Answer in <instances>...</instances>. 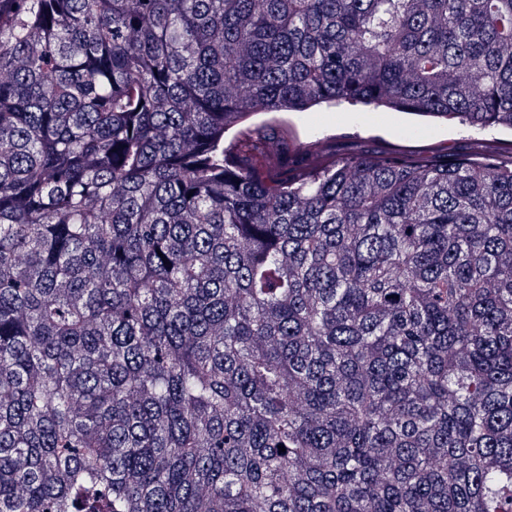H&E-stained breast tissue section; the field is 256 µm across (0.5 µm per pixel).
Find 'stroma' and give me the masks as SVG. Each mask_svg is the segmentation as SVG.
Masks as SVG:
<instances>
[{"instance_id": "obj_1", "label": "stroma", "mask_w": 512, "mask_h": 512, "mask_svg": "<svg viewBox=\"0 0 512 512\" xmlns=\"http://www.w3.org/2000/svg\"><path fill=\"white\" fill-rule=\"evenodd\" d=\"M286 123L296 153L310 142L330 141L337 154L382 151L417 152L485 158L512 157V130H476L455 120L404 112H385L371 106H317L305 112H287Z\"/></svg>"}]
</instances>
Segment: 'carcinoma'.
Instances as JSON below:
<instances>
[{
  "instance_id": "cac0c4a2",
  "label": "carcinoma",
  "mask_w": 512,
  "mask_h": 512,
  "mask_svg": "<svg viewBox=\"0 0 512 512\" xmlns=\"http://www.w3.org/2000/svg\"><path fill=\"white\" fill-rule=\"evenodd\" d=\"M339 102L512 129V0H0V512H512V160ZM288 125L295 152H310L309 143L329 140L336 154L382 151L509 160L512 133L508 128L476 130L457 120L384 112L372 106H317L280 116Z\"/></svg>"
}]
</instances>
